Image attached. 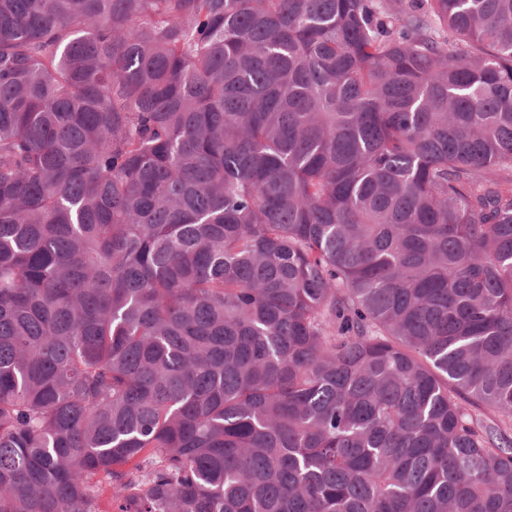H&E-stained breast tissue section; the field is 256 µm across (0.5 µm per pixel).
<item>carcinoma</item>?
<instances>
[{"label":"carcinoma","instance_id":"carcinoma-1","mask_svg":"<svg viewBox=\"0 0 512 512\" xmlns=\"http://www.w3.org/2000/svg\"><path fill=\"white\" fill-rule=\"evenodd\" d=\"M512 512V0H0V512Z\"/></svg>","mask_w":512,"mask_h":512}]
</instances>
